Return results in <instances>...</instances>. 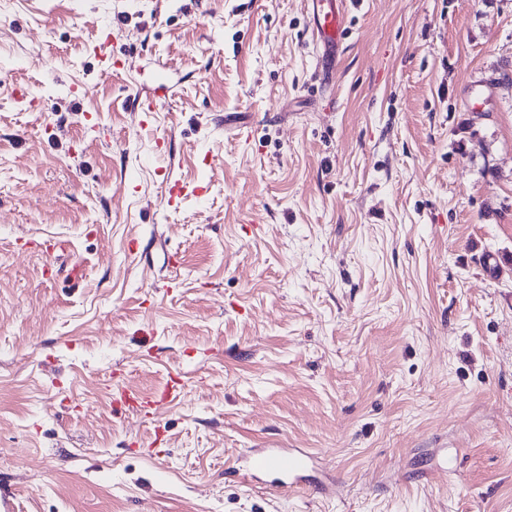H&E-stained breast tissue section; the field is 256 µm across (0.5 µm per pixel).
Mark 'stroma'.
<instances>
[{"mask_svg": "<svg viewBox=\"0 0 512 512\" xmlns=\"http://www.w3.org/2000/svg\"><path fill=\"white\" fill-rule=\"evenodd\" d=\"M312 25L303 0H0L11 512H512V0H348L328 85ZM112 374L180 389L151 425ZM271 443L339 490L252 487L236 457ZM165 86L159 85L151 96L140 97L137 102V110L139 113V123L146 124L150 121L152 113L156 112L165 97Z\"/></svg>", "mask_w": 512, "mask_h": 512, "instance_id": "35a3bbf8", "label": "stroma"}]
</instances>
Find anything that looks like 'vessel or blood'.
Segmentation results:
<instances>
[{
    "label": "vessel or blood",
    "mask_w": 512,
    "mask_h": 512,
    "mask_svg": "<svg viewBox=\"0 0 512 512\" xmlns=\"http://www.w3.org/2000/svg\"><path fill=\"white\" fill-rule=\"evenodd\" d=\"M347 0H305L313 21V34L319 49L318 68L323 78H330L345 39V4ZM172 389L151 396L138 394L132 388L119 386L114 390L116 404L151 414L169 401ZM314 454L307 448H255L248 457L245 475L264 477L265 488L278 492L294 491L312 467Z\"/></svg>",
    "instance_id": "obj_1"
}]
</instances>
